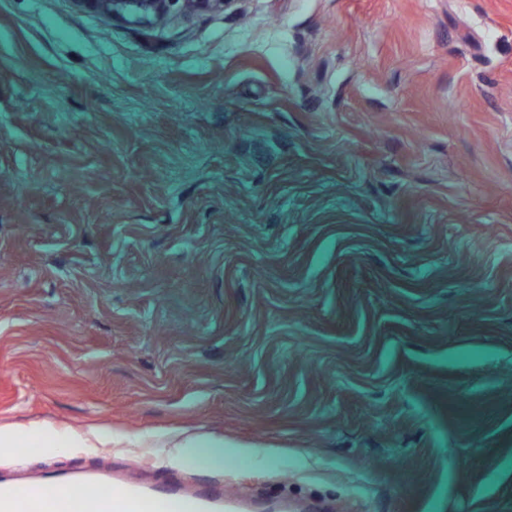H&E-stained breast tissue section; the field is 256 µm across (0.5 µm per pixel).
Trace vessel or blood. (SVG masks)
<instances>
[{
  "instance_id": "vessel-or-blood-1",
  "label": "vessel or blood",
  "mask_w": 512,
  "mask_h": 512,
  "mask_svg": "<svg viewBox=\"0 0 512 512\" xmlns=\"http://www.w3.org/2000/svg\"><path fill=\"white\" fill-rule=\"evenodd\" d=\"M98 492L101 512H231L224 490L216 485L185 491L156 478L127 483L106 471L76 478L53 472L24 484L0 485V512H89L87 492Z\"/></svg>"
}]
</instances>
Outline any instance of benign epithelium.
I'll use <instances>...</instances> for the list:
<instances>
[{"label": "benign epithelium", "mask_w": 512, "mask_h": 512, "mask_svg": "<svg viewBox=\"0 0 512 512\" xmlns=\"http://www.w3.org/2000/svg\"><path fill=\"white\" fill-rule=\"evenodd\" d=\"M181 2L191 12L204 13L231 9L237 0H74L83 8L112 18L132 17L140 23H152L163 18L169 5Z\"/></svg>", "instance_id": "1"}]
</instances>
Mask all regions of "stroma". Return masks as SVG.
Wrapping results in <instances>:
<instances>
[{
    "label": "stroma",
    "mask_w": 512,
    "mask_h": 512,
    "mask_svg": "<svg viewBox=\"0 0 512 512\" xmlns=\"http://www.w3.org/2000/svg\"><path fill=\"white\" fill-rule=\"evenodd\" d=\"M0 477L512 512V0H0ZM181 2L191 12L204 13L230 10L237 0H75L79 7L90 9L112 18L132 17L140 23H152L163 18L170 3Z\"/></svg>",
    "instance_id": "stroma-1"
}]
</instances>
